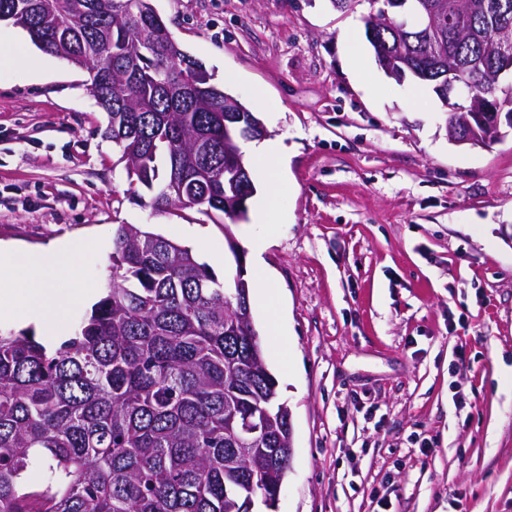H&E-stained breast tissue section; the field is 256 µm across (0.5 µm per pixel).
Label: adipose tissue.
<instances>
[{
	"mask_svg": "<svg viewBox=\"0 0 512 512\" xmlns=\"http://www.w3.org/2000/svg\"><path fill=\"white\" fill-rule=\"evenodd\" d=\"M96 247L92 240H74L68 245L70 256L66 259L53 251L19 254L0 249V316L36 320L47 326L63 321L68 308L87 297L82 269L73 257ZM61 278L73 285L64 299L55 292V283Z\"/></svg>",
	"mask_w": 512,
	"mask_h": 512,
	"instance_id": "1",
	"label": "adipose tissue"
}]
</instances>
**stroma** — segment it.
<instances>
[{"mask_svg":"<svg viewBox=\"0 0 512 512\" xmlns=\"http://www.w3.org/2000/svg\"><path fill=\"white\" fill-rule=\"evenodd\" d=\"M181 46L263 122L282 155L284 219L251 295L263 351L292 417L275 512H512V130L459 146L425 85L363 84L367 0H153ZM0 71V246L80 258L97 295L117 225L196 247L217 277L262 233L258 200L231 225L141 202L85 71L32 48ZM278 314L280 333L265 335ZM464 356H457V345ZM287 364H280V353Z\"/></svg>","mask_w":512,"mask_h":512,"instance_id":"1","label":"stroma"}]
</instances>
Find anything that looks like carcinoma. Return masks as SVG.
<instances>
[{"label": "carcinoma", "instance_id": "obj_1", "mask_svg": "<svg viewBox=\"0 0 512 512\" xmlns=\"http://www.w3.org/2000/svg\"><path fill=\"white\" fill-rule=\"evenodd\" d=\"M0 0V21L39 35L43 51L88 75L122 148L128 177L161 213L194 209L235 221L251 177L226 170L224 149L260 119L213 83L168 34L149 38L151 0ZM365 30L397 82L431 87L448 105V67L462 83L502 82L512 0H404L384 19L366 0ZM463 15L448 26V10ZM210 171L206 188L175 183ZM99 300L57 345L33 330L0 331V512H252L275 506L288 472V406L279 402L251 312L244 271L218 280L193 250L141 224H119ZM44 468L40 478L33 470Z\"/></svg>", "mask_w": 512, "mask_h": 512}]
</instances>
